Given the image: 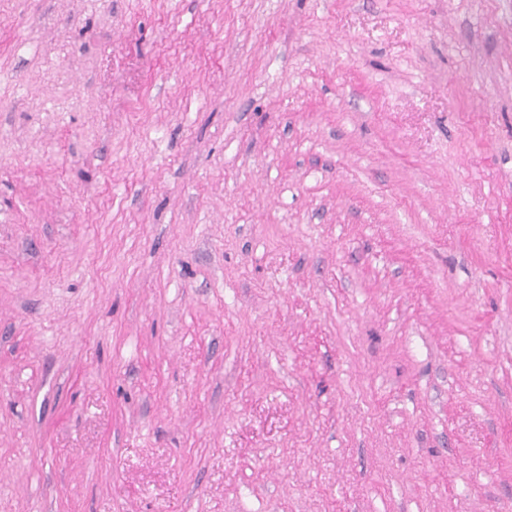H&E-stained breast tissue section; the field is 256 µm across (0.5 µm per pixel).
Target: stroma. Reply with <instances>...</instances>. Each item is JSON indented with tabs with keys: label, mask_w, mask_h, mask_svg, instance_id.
<instances>
[{
	"label": "stroma",
	"mask_w": 512,
	"mask_h": 512,
	"mask_svg": "<svg viewBox=\"0 0 512 512\" xmlns=\"http://www.w3.org/2000/svg\"><path fill=\"white\" fill-rule=\"evenodd\" d=\"M0 512H512V0H0Z\"/></svg>",
	"instance_id": "35a3bbf8"
}]
</instances>
